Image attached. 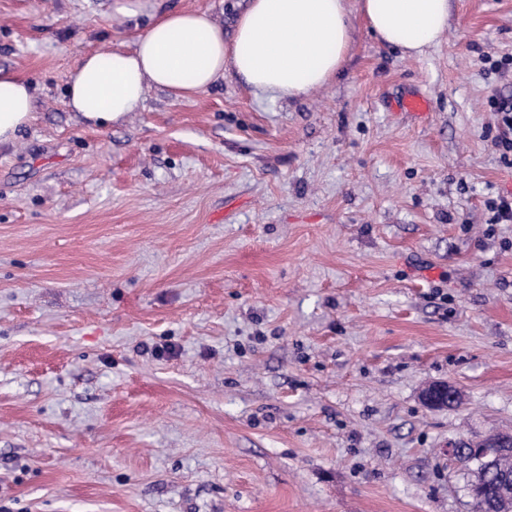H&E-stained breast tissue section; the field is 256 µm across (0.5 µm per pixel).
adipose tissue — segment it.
<instances>
[{
  "label": "adipose tissue",
  "instance_id": "adipose-tissue-1",
  "mask_svg": "<svg viewBox=\"0 0 512 512\" xmlns=\"http://www.w3.org/2000/svg\"><path fill=\"white\" fill-rule=\"evenodd\" d=\"M452 0H359V12L382 43L423 55L448 28ZM347 0H248L232 36L206 10L169 12L133 50L85 54L68 79V106L98 126L120 122L149 88L190 99L232 71L254 94L305 97L339 75L351 46ZM31 83L0 69V145L35 118Z\"/></svg>",
  "mask_w": 512,
  "mask_h": 512
}]
</instances>
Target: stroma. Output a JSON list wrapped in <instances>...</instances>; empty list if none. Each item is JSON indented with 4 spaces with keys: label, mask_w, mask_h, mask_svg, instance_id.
Returning <instances> with one entry per match:
<instances>
[{
    "label": "stroma",
    "mask_w": 512,
    "mask_h": 512,
    "mask_svg": "<svg viewBox=\"0 0 512 512\" xmlns=\"http://www.w3.org/2000/svg\"><path fill=\"white\" fill-rule=\"evenodd\" d=\"M0 0L36 119L0 147V512H472L450 442L512 432V0H453L422 56L361 14L336 81L232 74L127 121L69 73L170 11ZM419 94L425 116L402 107ZM455 409L421 402L430 383ZM494 112L497 123L501 128V136L497 147L503 150L504 159L508 157L507 153L512 154V101L503 100L495 104ZM460 401L456 387L445 382L431 384L422 393V402L429 409H448L457 406Z\"/></svg>",
    "instance_id": "stroma-1"
}]
</instances>
